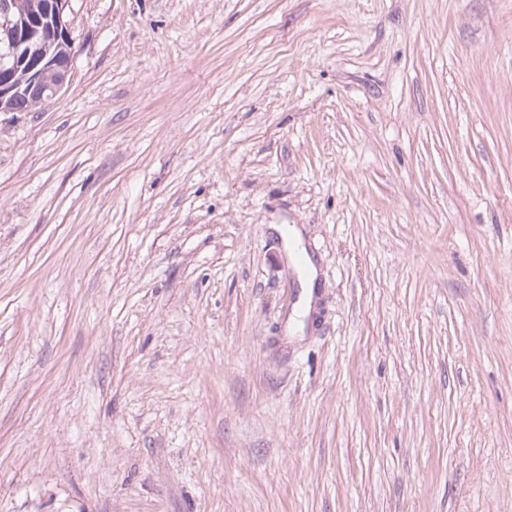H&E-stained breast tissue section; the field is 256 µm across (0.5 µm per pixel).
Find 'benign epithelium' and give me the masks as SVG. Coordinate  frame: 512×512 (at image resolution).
<instances>
[{"mask_svg":"<svg viewBox=\"0 0 512 512\" xmlns=\"http://www.w3.org/2000/svg\"><path fill=\"white\" fill-rule=\"evenodd\" d=\"M71 2L32 0L17 13L14 0H0V112L13 111V100L24 94L43 105L68 85Z\"/></svg>","mask_w":512,"mask_h":512,"instance_id":"benign-epithelium-1","label":"benign epithelium"}]
</instances>
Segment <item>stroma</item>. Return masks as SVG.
<instances>
[{
  "label": "stroma",
  "instance_id": "obj_1",
  "mask_svg": "<svg viewBox=\"0 0 512 512\" xmlns=\"http://www.w3.org/2000/svg\"><path fill=\"white\" fill-rule=\"evenodd\" d=\"M0 112V512H512V0H72Z\"/></svg>",
  "mask_w": 512,
  "mask_h": 512
}]
</instances>
